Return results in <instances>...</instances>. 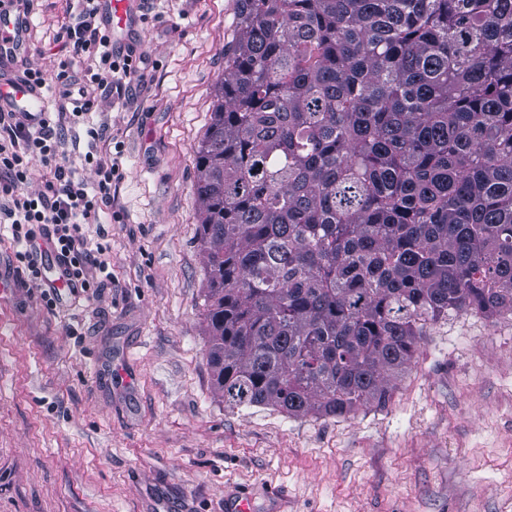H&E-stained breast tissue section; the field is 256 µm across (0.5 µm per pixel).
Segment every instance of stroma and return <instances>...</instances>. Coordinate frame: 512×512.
<instances>
[{
  "mask_svg": "<svg viewBox=\"0 0 512 512\" xmlns=\"http://www.w3.org/2000/svg\"><path fill=\"white\" fill-rule=\"evenodd\" d=\"M78 0H34L31 66ZM146 62L101 87L119 170L102 214L112 283L46 306L25 268L0 289V512H512V315L427 328L382 408L291 417L225 408L208 363L196 150L234 0H141ZM89 123V124H90Z\"/></svg>",
  "mask_w": 512,
  "mask_h": 512,
  "instance_id": "obj_1",
  "label": "stroma"
}]
</instances>
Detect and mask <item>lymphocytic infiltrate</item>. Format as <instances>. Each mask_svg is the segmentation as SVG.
Returning <instances> with one entry per match:
<instances>
[{"instance_id": "lymphocytic-infiltrate-1", "label": "lymphocytic infiltrate", "mask_w": 512, "mask_h": 512, "mask_svg": "<svg viewBox=\"0 0 512 512\" xmlns=\"http://www.w3.org/2000/svg\"><path fill=\"white\" fill-rule=\"evenodd\" d=\"M80 20L60 29L55 39L69 48L74 57L97 61L99 70L90 81L123 88L125 80L138 76L132 53H116L108 30L98 25L95 0H81ZM24 76L39 85L55 83L59 88L57 114L81 117L89 114L91 101L74 99L75 78L68 62H61L54 76L30 67ZM84 162L94 171L95 195H88L83 180L77 179L69 165L51 121L40 125L25 124L12 113H0V223L10 225L12 235L26 242V251L16 259L42 290L46 305H53L58 287L103 288L112 277L104 258L106 245L88 248L87 227L99 223L101 211L112 207V174L116 164L111 155L90 151ZM49 169L50 176L38 191H30L36 166ZM45 238L55 254L53 264L39 262L32 245Z\"/></svg>"}]
</instances>
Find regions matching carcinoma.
Returning a JSON list of instances; mask_svg holds the SVG:
<instances>
[{"mask_svg": "<svg viewBox=\"0 0 512 512\" xmlns=\"http://www.w3.org/2000/svg\"><path fill=\"white\" fill-rule=\"evenodd\" d=\"M195 158L224 406L343 416L512 314V0H235Z\"/></svg>", "mask_w": 512, "mask_h": 512, "instance_id": "cac0c4a2", "label": "carcinoma"}]
</instances>
